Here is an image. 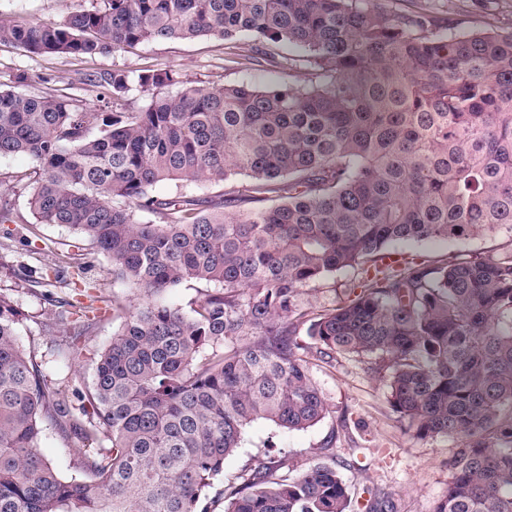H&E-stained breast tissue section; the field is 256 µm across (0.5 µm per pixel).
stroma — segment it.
I'll return each mask as SVG.
<instances>
[{
  "label": "stroma",
  "instance_id": "1",
  "mask_svg": "<svg viewBox=\"0 0 512 512\" xmlns=\"http://www.w3.org/2000/svg\"><path fill=\"white\" fill-rule=\"evenodd\" d=\"M435 8L450 12L459 27L487 20L501 27L512 26V0H429ZM93 0H0V20L24 24L35 20L63 23L78 11L91 8ZM123 68L140 72L167 70L184 86L209 87L247 83L270 87L287 79L286 71L248 68L224 61L222 42L206 39L158 41L93 58H65L55 55L30 56L21 48L0 42V87L20 94L44 92L80 100L95 110V92L84 79L89 75ZM34 162L25 155L0 156V201L12 212L15 239L0 250V263L24 262L37 268L53 283L55 295H73L71 274L61 271L62 263L84 257L86 241L69 228L37 223L27 204L24 182L34 177ZM512 247V232L435 243H398V252L411 251L431 261L448 255L466 257L475 253L492 255ZM0 292L7 294L24 311L19 329L23 349L46 361L69 342V333L50 325L44 287L32 286L0 273ZM119 325L111 315L93 320L81 341L75 364L77 386L92 378L98 352L110 341ZM311 373L330 405V414L304 430H275L265 421L247 427L242 445L224 462L225 479L258 459L288 458L294 464L337 463V471L352 498L388 496L396 512H435L448 487V463L459 442L448 436L421 437L396 421L389 412L387 390L373 376L366 361L342 358L333 365L312 366Z\"/></svg>",
  "mask_w": 512,
  "mask_h": 512
}]
</instances>
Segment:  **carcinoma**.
<instances>
[{"mask_svg":"<svg viewBox=\"0 0 512 512\" xmlns=\"http://www.w3.org/2000/svg\"><path fill=\"white\" fill-rule=\"evenodd\" d=\"M196 38L231 44L249 67L279 66L281 42L302 55L264 89L172 93L168 71L91 75L95 136L73 99L0 89V156L34 161L37 223L75 231L143 292L44 295L73 342L98 302L120 319L83 389L22 348L25 316L0 292V512H350L322 462L262 461L219 481L253 422L326 418L310 364L339 356L371 360L418 435L460 442L436 512H512V248L385 263L398 242L512 230V28L462 30L387 0H96L65 23L0 21V42L37 56ZM134 80L149 95L137 112ZM238 176L206 209L186 191L150 194ZM349 269L345 300L304 307L306 289ZM187 283L202 286L189 312L157 301ZM49 427L82 443L80 475L42 454ZM363 512L394 505L374 496Z\"/></svg>","mask_w":512,"mask_h":512,"instance_id":"cac0c4a2","label":"carcinoma"}]
</instances>
